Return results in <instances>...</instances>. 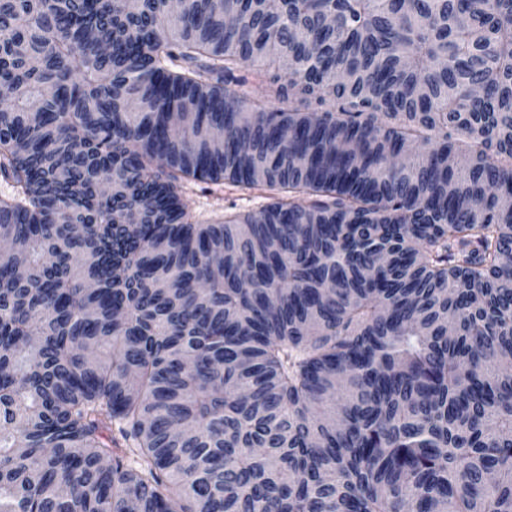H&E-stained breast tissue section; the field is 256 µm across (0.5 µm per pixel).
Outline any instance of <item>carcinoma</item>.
Here are the masks:
<instances>
[{"label": "carcinoma", "mask_w": 512, "mask_h": 512, "mask_svg": "<svg viewBox=\"0 0 512 512\" xmlns=\"http://www.w3.org/2000/svg\"><path fill=\"white\" fill-rule=\"evenodd\" d=\"M179 11L0 0V512H512V0ZM265 73L266 74L260 79H254L252 77L251 68H243L238 74L248 78V84L252 86V95L256 97H270L273 96V91L277 86L285 81V73L284 71H276L273 68ZM276 77H278V79ZM182 198L193 220L206 224L224 217V213L256 211L269 202L258 191H242L229 184L190 181L182 187Z\"/></svg>", "instance_id": "cac0c4a2"}]
</instances>
